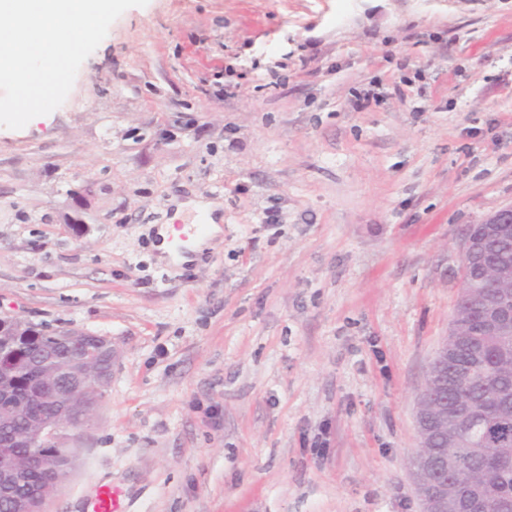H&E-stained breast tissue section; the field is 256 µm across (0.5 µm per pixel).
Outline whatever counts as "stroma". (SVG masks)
I'll use <instances>...</instances> for the list:
<instances>
[{"label":"stroma","instance_id":"35a3bbf8","mask_svg":"<svg viewBox=\"0 0 512 512\" xmlns=\"http://www.w3.org/2000/svg\"><path fill=\"white\" fill-rule=\"evenodd\" d=\"M197 200L221 236L159 264ZM510 204L512 0L126 10L59 108L0 127V313L119 353L45 512L104 484L122 512H420L461 236ZM209 228L206 237L190 236L187 242L179 240V235L184 232L177 231L172 224H162L157 230L158 241L156 249L158 251V260L162 262L183 263L192 261V254H198L209 245V239L220 233L219 224L213 223L209 218ZM182 245L184 249H179Z\"/></svg>","mask_w":512,"mask_h":512}]
</instances>
